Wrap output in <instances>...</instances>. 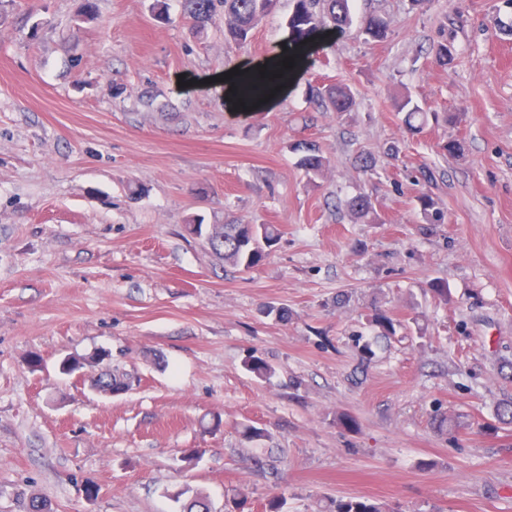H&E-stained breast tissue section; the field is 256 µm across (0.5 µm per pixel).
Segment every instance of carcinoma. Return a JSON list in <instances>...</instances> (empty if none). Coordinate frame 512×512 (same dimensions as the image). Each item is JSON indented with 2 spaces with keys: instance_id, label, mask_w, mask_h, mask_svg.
Masks as SVG:
<instances>
[{
  "instance_id": "obj_1",
  "label": "carcinoma",
  "mask_w": 512,
  "mask_h": 512,
  "mask_svg": "<svg viewBox=\"0 0 512 512\" xmlns=\"http://www.w3.org/2000/svg\"><path fill=\"white\" fill-rule=\"evenodd\" d=\"M185 4V17L192 22L197 31L204 30L206 24L213 19L217 6L224 8V44L228 49L241 47L250 39V33L257 22L272 11L278 0H182ZM351 22L350 0H296V9L288 18L291 33L289 44L282 53L266 63V74H259L261 65H256L243 77L250 89L252 99L256 100L291 79L299 70L304 58L310 52L316 36L329 29L341 28ZM361 29L368 38L381 41L387 37L390 20L381 14H371L361 22ZM453 37L443 31L441 41L435 47L437 60L446 65L454 56L455 48L451 47ZM294 58V67L286 69L282 61ZM313 100L330 112L342 114L353 111L356 102L347 86L334 84L318 87L312 92ZM397 110L405 113V122L414 131L423 128L427 121V113L411 98L399 101ZM294 150L302 152L299 165L310 179L323 175L326 161L319 154L318 147L313 143L297 144ZM421 212L430 224L445 223L446 213L437 198L430 192H422L417 196ZM347 207L357 220L375 221L374 207L365 195H358L347 202ZM189 234L207 233V246L219 255L224 263L234 266L239 271H250L256 268L268 256L269 249L278 240V229L272 224H190ZM106 352L99 351L89 357H71L66 360L65 370L82 369L91 361L100 366V375L88 377L90 386L118 396L133 384L135 377L118 367L104 365ZM188 496L183 504L182 512H210V504L200 492H190L186 488L177 496ZM332 512H381L379 506L362 500H339Z\"/></svg>"
}]
</instances>
